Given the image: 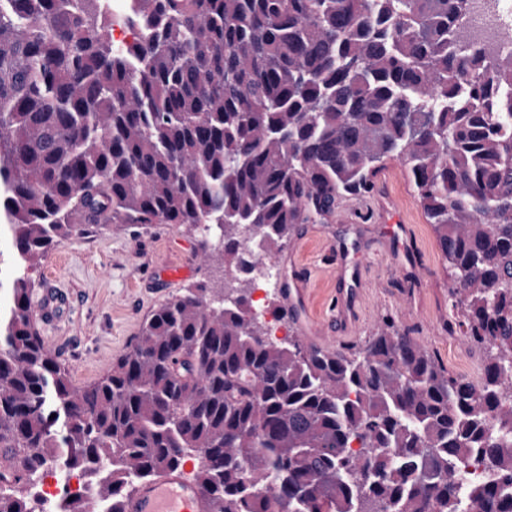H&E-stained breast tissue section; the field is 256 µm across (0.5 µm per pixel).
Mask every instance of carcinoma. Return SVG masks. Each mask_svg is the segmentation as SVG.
<instances>
[{
    "instance_id": "cac0c4a2",
    "label": "carcinoma",
    "mask_w": 512,
    "mask_h": 512,
    "mask_svg": "<svg viewBox=\"0 0 512 512\" xmlns=\"http://www.w3.org/2000/svg\"><path fill=\"white\" fill-rule=\"evenodd\" d=\"M0 0V512L48 466L133 485L188 458L210 512H512V50L471 0ZM400 160L448 264L477 384L386 320L355 353L271 342L251 299L204 282L160 304L83 387L37 336L34 273L90 224H214L280 249ZM358 449H353V445ZM486 479L458 492L465 458ZM61 512H91L66 488Z\"/></svg>"
}]
</instances>
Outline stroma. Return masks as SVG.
<instances>
[{"label": "stroma", "instance_id": "obj_1", "mask_svg": "<svg viewBox=\"0 0 512 512\" xmlns=\"http://www.w3.org/2000/svg\"><path fill=\"white\" fill-rule=\"evenodd\" d=\"M371 203L375 222L348 216ZM204 226L125 224L89 229L50 251L36 274L33 325L45 346L68 368L74 385L103 377L135 344L152 310L193 282L225 289L222 269L205 265L202 243L214 242ZM279 277L301 269L307 279L299 328L279 291L265 298L261 323L276 319L305 346L316 344L308 328L329 318L336 292L359 288L355 323L331 327L323 350L368 345L384 321L417 339L451 373L476 382L484 351L465 336L448 333V273L436 239L403 164L387 160L366 198L343 199L325 218L298 225L284 247L265 259Z\"/></svg>", "mask_w": 512, "mask_h": 512}]
</instances>
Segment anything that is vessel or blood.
Instances as JSON below:
<instances>
[{
	"label": "vessel or blood",
	"instance_id": "b4317fda",
	"mask_svg": "<svg viewBox=\"0 0 512 512\" xmlns=\"http://www.w3.org/2000/svg\"><path fill=\"white\" fill-rule=\"evenodd\" d=\"M123 512H210L209 499L186 468L140 483L123 502Z\"/></svg>",
	"mask_w": 512,
	"mask_h": 512
}]
</instances>
